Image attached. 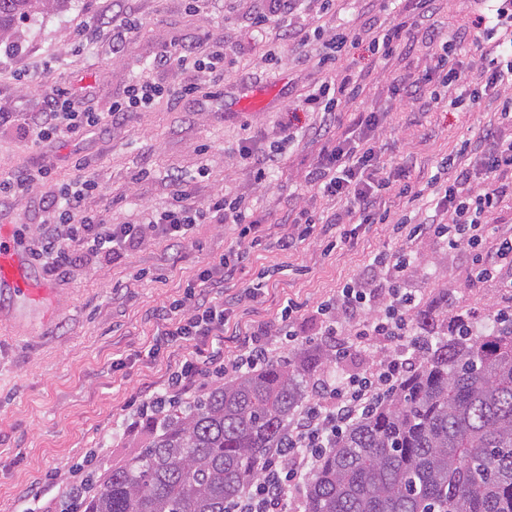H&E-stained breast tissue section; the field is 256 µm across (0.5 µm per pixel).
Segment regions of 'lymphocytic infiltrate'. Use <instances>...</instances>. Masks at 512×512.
Here are the masks:
<instances>
[{
  "instance_id": "f902f5d3",
  "label": "lymphocytic infiltrate",
  "mask_w": 512,
  "mask_h": 512,
  "mask_svg": "<svg viewBox=\"0 0 512 512\" xmlns=\"http://www.w3.org/2000/svg\"><path fill=\"white\" fill-rule=\"evenodd\" d=\"M397 8L392 21L369 28L344 24L328 31V51L320 58V66L334 70L345 48L364 40L387 60L425 48L430 64L424 73L399 75L391 87L393 111L421 115L432 86H454L463 66L456 52L471 44L480 52V86L499 104L498 122L477 138L463 139L442 161L441 174L419 171L412 161L392 170L374 141L383 113L363 109L345 131L337 129L340 100L359 99L364 76L348 74L338 84L323 82L302 100L304 107L321 115L308 132L321 149L305 180L317 193L343 202L344 208L325 217L309 201L289 204L283 218L288 230L277 244L280 250L293 251L317 233L332 248L354 243L360 231L376 224L404 225L408 239L433 237L449 252L468 253L470 284L491 282L512 294V228L503 229L499 219L504 202L512 200V138L500 131L502 123H512V51L502 48L503 43L512 42V0H470L471 24L453 34L434 20L438 0H399ZM155 62L189 64L197 72V81L181 87L180 99L195 98L204 88L215 94L221 91L223 49L200 59L189 46L173 39ZM164 93L162 86L142 76L128 85L124 97L114 100L108 111L99 112L76 105L71 91L60 87L53 90L44 117L31 119L27 135L34 142L57 143L102 133L130 110L150 106ZM98 190L95 178L86 175L57 189L48 200L47 217L38 225L31 249L33 260L48 278L65 279L89 258H118L150 240L187 241L194 225L206 219L230 221L238 228L235 249L198 269L181 298L153 312L156 329L147 348L149 358H159L183 342L191 343L192 349L160 388L137 396L133 410L122 420L125 432H135L145 421L163 424L173 410L188 405L217 382L252 371L283 353L305 309L293 299L282 308L278 323L246 326L238 334L235 349H224L226 326L242 307L261 298L257 284L233 296L224 293L225 282L234 279L243 258L266 243L265 227L254 219L249 199L218 193L200 206L181 188L166 208L146 222L112 225L85 206ZM389 193L404 198L410 210L429 207L431 218L416 224L409 213H391L383 204ZM486 240L491 248H483ZM411 262L406 249L393 255L376 254L366 271L342 288L336 301L317 305L322 334L337 357L352 348L371 349L380 337L396 347L374 357L362 373L315 377L310 401L288 425L285 447L271 453L261 479L225 505V512H302L296 491L316 471L321 454L411 368L421 346L410 320L417 300L407 286Z\"/></svg>"
}]
</instances>
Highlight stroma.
Segmentation results:
<instances>
[{
	"label": "stroma",
	"mask_w": 512,
	"mask_h": 512,
	"mask_svg": "<svg viewBox=\"0 0 512 512\" xmlns=\"http://www.w3.org/2000/svg\"><path fill=\"white\" fill-rule=\"evenodd\" d=\"M126 11L141 24L116 53L112 27ZM269 11L268 0H213L200 11L187 0H71L66 11L30 26L22 53L0 59V112L10 116L0 126V174L47 165L60 186L77 177V160H90L100 192L86 206L111 224L141 221L165 205L176 175L201 203L216 192L249 196L255 217L264 219L274 237L285 230L280 220L289 200L311 197L322 214L338 211L340 202L314 196L302 181L320 146L305 135L319 116L302 107L301 97L326 77L317 65L323 49L319 32L389 13L381 0H338L335 11L298 15L300 36L291 41L277 23L255 27V18ZM84 21L98 28L86 43L78 36ZM174 38L201 52L223 43L222 94L173 102L172 92L195 76L188 67L155 65ZM426 63L422 51L402 61L385 60L363 41L347 49L336 71L366 72L364 102L387 112L393 77L404 69L421 73ZM139 76L166 88L167 96L150 108L131 110L110 132L62 143L27 138L28 119L44 111L54 88H70L80 106L104 112ZM473 88L468 80L459 84L467 96L460 106L441 92L419 124L412 114L388 113L379 132L387 158L397 162L411 151L432 168L462 138L478 137L495 104L488 96L470 101ZM289 116L297 135L286 141L280 122ZM426 128L433 136L424 142L420 134ZM244 144L259 153L278 149L280 169L255 181L238 153ZM42 197L38 191L22 199L0 198V226L35 230L45 218ZM404 242L388 224L360 234L356 245L330 251L314 234L294 252L270 248L250 254L224 292L264 282V297L242 316L245 324L276 319L286 299L307 303L308 312L296 324L299 348L319 339L320 322L311 307L335 298L373 254L394 252ZM235 245V225L198 224L182 244L151 241L122 259L74 269L66 280L52 282L50 305L0 294V512H25L21 495L33 486L43 488V504H55L71 477L82 480L111 469L143 440L140 431L124 434L120 420L132 396L161 386L170 365L184 354L175 347L155 361L141 357L154 332L148 315L178 298L189 276ZM412 248L417 265L409 285L420 300L447 292L449 310L471 313L477 331H485L489 313L503 303L498 288L470 287L467 258L448 256L434 239L417 240Z\"/></svg>",
	"instance_id": "stroma-1"
}]
</instances>
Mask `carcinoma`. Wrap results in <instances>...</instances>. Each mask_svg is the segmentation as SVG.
I'll return each mask as SVG.
<instances>
[{"instance_id": "obj_1", "label": "carcinoma", "mask_w": 512, "mask_h": 512, "mask_svg": "<svg viewBox=\"0 0 512 512\" xmlns=\"http://www.w3.org/2000/svg\"><path fill=\"white\" fill-rule=\"evenodd\" d=\"M68 0H0V45L16 54L19 26ZM418 363L321 459L305 512H512V318L474 335L448 312V293L420 304ZM309 344L210 388L146 425L140 448L65 512H224L284 446L308 382L333 369Z\"/></svg>"}]
</instances>
